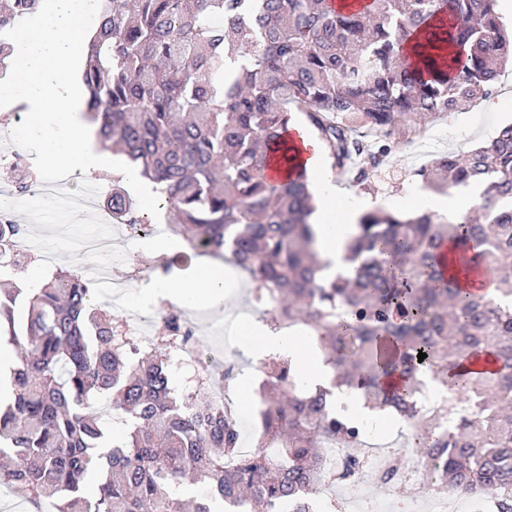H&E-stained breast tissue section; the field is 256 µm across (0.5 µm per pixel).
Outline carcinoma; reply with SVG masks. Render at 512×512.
I'll use <instances>...</instances> for the list:
<instances>
[{"label":"carcinoma","instance_id":"cac0c4a2","mask_svg":"<svg viewBox=\"0 0 512 512\" xmlns=\"http://www.w3.org/2000/svg\"><path fill=\"white\" fill-rule=\"evenodd\" d=\"M41 0H4L0 31ZM498 0H101L83 81L101 142L154 183L195 256L230 255L256 283L266 323L318 342L339 386L412 424L423 485L491 501L512 492V124L463 157L441 154L420 176L444 194L481 186L474 216L364 214L346 245L350 272L328 281L309 222L316 205L284 134L305 113L331 168L359 161L367 179L410 122L488 94L512 60ZM288 174H264L268 152ZM108 207L142 215L120 187ZM478 248L495 279L487 295L446 277L445 244ZM27 308L26 319L15 308ZM0 336L19 349L13 397L0 408V487L41 512H295L315 509L325 448L362 444L363 430L331 391L305 392L289 362L270 361L260 389L263 437L238 448L230 408L202 385L175 392L169 358L188 342L181 314L162 316L142 348L96 301L94 283L58 271L39 288L0 293ZM397 355L384 359L378 346ZM427 357L418 361V353ZM397 375L398 391L381 379ZM435 382L458 398L427 407ZM124 440L95 457L103 418ZM98 471L93 489L89 473ZM205 489L184 501L164 488Z\"/></svg>","mask_w":512,"mask_h":512}]
</instances>
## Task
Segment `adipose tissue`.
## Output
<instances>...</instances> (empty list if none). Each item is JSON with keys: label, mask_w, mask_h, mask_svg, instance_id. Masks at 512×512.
I'll use <instances>...</instances> for the list:
<instances>
[{"label": "adipose tissue", "mask_w": 512, "mask_h": 512, "mask_svg": "<svg viewBox=\"0 0 512 512\" xmlns=\"http://www.w3.org/2000/svg\"><path fill=\"white\" fill-rule=\"evenodd\" d=\"M295 133L300 141L296 159L305 168L323 201L314 218L316 250L320 260L327 265V275L332 276L346 270L345 243L355 231L358 214L367 209L369 203L336 185L335 176L327 167L319 144L306 130L299 127ZM231 288L232 280L223 267L204 265L195 269L188 279L179 282L151 280L143 286L142 294L149 300L163 298L183 308L218 314L231 299ZM240 345L258 362L270 355L288 358L302 386H326L332 381L333 373L325 364L323 354L310 349L303 340L288 331L249 322L241 328Z\"/></svg>", "instance_id": "adipose-tissue-1"}]
</instances>
